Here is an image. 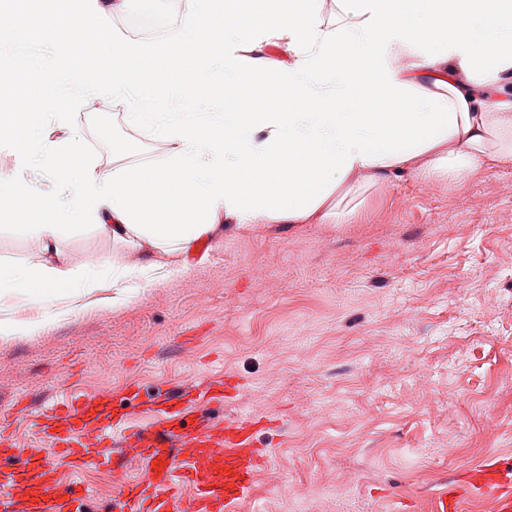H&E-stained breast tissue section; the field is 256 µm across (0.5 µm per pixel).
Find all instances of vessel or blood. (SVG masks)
Here are the masks:
<instances>
[{
	"label": "vessel or blood",
	"mask_w": 512,
	"mask_h": 512,
	"mask_svg": "<svg viewBox=\"0 0 512 512\" xmlns=\"http://www.w3.org/2000/svg\"><path fill=\"white\" fill-rule=\"evenodd\" d=\"M240 387L235 377L183 384L148 413L114 410L108 397L61 399L36 411L31 427L39 448L18 450L0 413V512H90L92 491L80 479L61 482L58 463L119 470L140 463L124 482L112 512H234L247 498L269 455L258 444V423L249 414L219 422L196 415L202 403L220 402ZM20 466H12L16 455ZM162 469H154V460ZM512 512V463L495 459L469 471L467 483L442 492L438 512Z\"/></svg>",
	"instance_id": "b4317fda"
}]
</instances>
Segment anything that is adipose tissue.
<instances>
[{"mask_svg":"<svg viewBox=\"0 0 512 512\" xmlns=\"http://www.w3.org/2000/svg\"><path fill=\"white\" fill-rule=\"evenodd\" d=\"M235 2L224 0L221 62L201 71L224 87L219 111L203 122L138 107L126 115L171 144L167 164L60 170L71 210L111 238L120 260L68 267L59 244L71 227L57 223V201L15 181L0 193L6 217L36 245L31 260L0 265V296L39 288L48 300L79 297L106 284L121 292L151 270L185 269L198 243L228 224H339L364 188L406 177L461 182L512 164V0H351V18L332 25L308 2L266 0L247 17ZM109 11L83 0L65 19L69 39L84 38L88 13L108 38L89 46L91 64L43 68V86L64 77L129 94L157 53L114 29ZM208 22L200 0H185L169 50L207 57ZM279 41L290 60L270 53ZM246 75L272 92L262 110L242 92Z\"/></svg>","mask_w":512,"mask_h":512,"instance_id":"adipose-tissue-1","label":"adipose tissue"}]
</instances>
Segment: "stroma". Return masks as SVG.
Masks as SVG:
<instances>
[{"instance_id": "35a3bbf8", "label": "stroma", "mask_w": 512, "mask_h": 512, "mask_svg": "<svg viewBox=\"0 0 512 512\" xmlns=\"http://www.w3.org/2000/svg\"><path fill=\"white\" fill-rule=\"evenodd\" d=\"M128 110L94 95L46 131L101 170L164 163ZM61 250L83 268L112 241L87 227ZM113 296L1 297L40 327L0 339V409L233 375L207 412L264 420L270 455L236 512H434L448 473L512 459V165L370 188L346 224L231 225Z\"/></svg>"}]
</instances>
